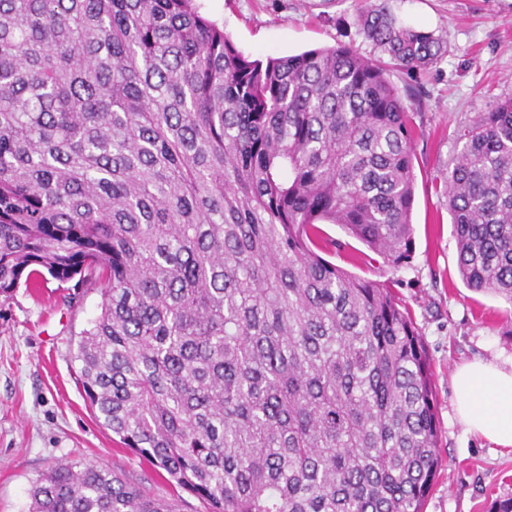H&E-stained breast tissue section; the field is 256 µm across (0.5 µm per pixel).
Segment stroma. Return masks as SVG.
<instances>
[{
	"instance_id": "1",
	"label": "stroma",
	"mask_w": 512,
	"mask_h": 512,
	"mask_svg": "<svg viewBox=\"0 0 512 512\" xmlns=\"http://www.w3.org/2000/svg\"><path fill=\"white\" fill-rule=\"evenodd\" d=\"M200 13L253 58L354 44L359 0H195ZM402 22L433 32L446 46L416 73L394 70L392 83L418 94L412 114L416 190L413 250L393 269L336 224L320 227L313 248L349 273L391 281L427 348L441 426L438 475L425 512H488L512 497V451L470 434L456 415L452 377L464 363L512 361V305L468 288L443 181L462 145L455 131L512 98V0H388ZM101 291L49 280L0 295V512H29L39 476L58 462L110 469L145 493L204 512L146 459L124 448L97 419L79 380L80 332L100 312Z\"/></svg>"
}]
</instances>
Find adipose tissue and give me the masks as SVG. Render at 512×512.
Segmentation results:
<instances>
[{"label": "adipose tissue", "mask_w": 512, "mask_h": 512, "mask_svg": "<svg viewBox=\"0 0 512 512\" xmlns=\"http://www.w3.org/2000/svg\"><path fill=\"white\" fill-rule=\"evenodd\" d=\"M457 413L468 430L512 450V365L475 361L453 378Z\"/></svg>", "instance_id": "ef3b65f1"}]
</instances>
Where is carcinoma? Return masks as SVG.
I'll return each mask as SVG.
<instances>
[{"label": "carcinoma", "mask_w": 512, "mask_h": 512, "mask_svg": "<svg viewBox=\"0 0 512 512\" xmlns=\"http://www.w3.org/2000/svg\"><path fill=\"white\" fill-rule=\"evenodd\" d=\"M350 44L244 55L194 0H0V294L107 282L75 358L124 447L206 512H424L441 428L386 284L310 248L410 257L411 94L439 38L360 0ZM444 191L468 287L512 303V99L461 127ZM30 512H179L93 464Z\"/></svg>", "instance_id": "carcinoma-1"}]
</instances>
